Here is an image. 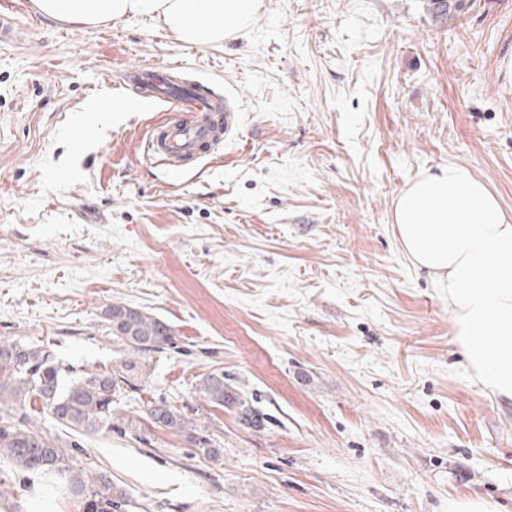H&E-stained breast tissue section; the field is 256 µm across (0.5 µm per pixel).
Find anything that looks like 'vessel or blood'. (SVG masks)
Here are the masks:
<instances>
[{"label":"vessel or blood","mask_w":512,"mask_h":512,"mask_svg":"<svg viewBox=\"0 0 512 512\" xmlns=\"http://www.w3.org/2000/svg\"><path fill=\"white\" fill-rule=\"evenodd\" d=\"M180 64L126 70L120 86L146 104L165 106L145 141L144 153L168 174L178 175L186 166L218 153L236 138L240 116L229 99L204 92L199 86L178 82Z\"/></svg>","instance_id":"b4317fda"}]
</instances>
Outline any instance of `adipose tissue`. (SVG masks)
Segmentation results:
<instances>
[{"label":"adipose tissue","mask_w":512,"mask_h":512,"mask_svg":"<svg viewBox=\"0 0 512 512\" xmlns=\"http://www.w3.org/2000/svg\"><path fill=\"white\" fill-rule=\"evenodd\" d=\"M44 16L86 26L128 15L162 21L178 40L218 44L246 27L260 0H33ZM393 219L406 254L448 290L472 379L512 401V218L484 182L451 164L409 180Z\"/></svg>","instance_id":"1"}]
</instances>
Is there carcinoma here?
I'll list each match as a JSON object with an SVG mask.
<instances>
[{"label":"carcinoma","instance_id":"1","mask_svg":"<svg viewBox=\"0 0 512 512\" xmlns=\"http://www.w3.org/2000/svg\"><path fill=\"white\" fill-rule=\"evenodd\" d=\"M470 7L471 0H427V11L441 25L457 20ZM104 315L112 336L130 352L143 355L177 347L173 327L147 311L114 303ZM135 367V362L128 361L119 370L78 373L59 365L42 345L1 343L0 456L27 471L62 480L82 512H123L127 492L106 474H89L74 463L66 449L78 444L48 433L33 418L31 409L37 407L82 435L115 429L136 440L146 419L154 427L188 432L190 439L197 441L193 422L164 400L151 403L144 418L114 412L116 392L129 383V373ZM200 390L212 404L237 410L245 424H259V415L241 391L224 381V372L206 375Z\"/></svg>","mask_w":512,"mask_h":512}]
</instances>
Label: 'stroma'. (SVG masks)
I'll return each mask as SVG.
<instances>
[{
  "mask_svg": "<svg viewBox=\"0 0 512 512\" xmlns=\"http://www.w3.org/2000/svg\"><path fill=\"white\" fill-rule=\"evenodd\" d=\"M20 3L25 38L0 44V343L117 369L129 353L105 308L155 314L177 346L140 357L114 408L165 400L221 450L43 417L76 462L123 487L126 512H448L475 493L512 512V403L470 378L448 291L393 224L405 183L449 164L512 215V0L444 26L424 0H262L205 47L143 16L87 27ZM166 61L241 117L221 158L178 180L143 152L159 110L105 107L128 68ZM216 369L260 427L204 397ZM9 503L80 512L0 460Z\"/></svg>",
  "mask_w": 512,
  "mask_h": 512,
  "instance_id": "stroma-1",
  "label": "stroma"
}]
</instances>
